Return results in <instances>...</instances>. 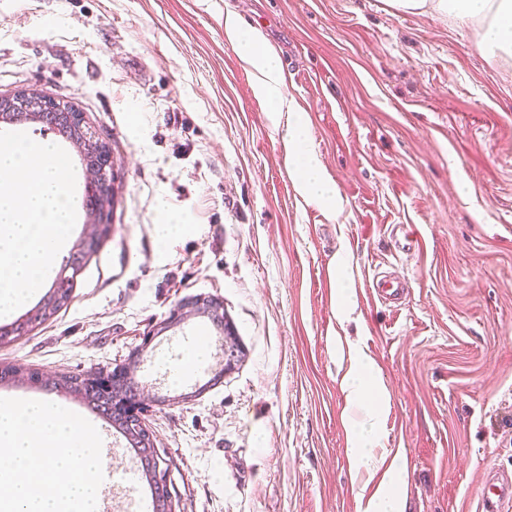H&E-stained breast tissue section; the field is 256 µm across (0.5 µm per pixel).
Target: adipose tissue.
<instances>
[{
	"label": "adipose tissue",
	"instance_id": "1",
	"mask_svg": "<svg viewBox=\"0 0 512 512\" xmlns=\"http://www.w3.org/2000/svg\"><path fill=\"white\" fill-rule=\"evenodd\" d=\"M387 3L397 13L433 12L469 21L476 27L478 48L488 58L512 61V0H387ZM224 32L243 59L257 71L256 94L270 102L273 112L288 114L284 148L295 189L307 203L327 209L331 217H338L343 211L342 201L311 146L305 116L284 109L278 56L234 15H225ZM344 389L353 405L376 412L375 401L381 392L368 356H357L353 371L344 380Z\"/></svg>",
	"mask_w": 512,
	"mask_h": 512
}]
</instances>
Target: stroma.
Returning <instances> with one entry per match:
<instances>
[{
  "instance_id": "stroma-1",
  "label": "stroma",
  "mask_w": 512,
  "mask_h": 512,
  "mask_svg": "<svg viewBox=\"0 0 512 512\" xmlns=\"http://www.w3.org/2000/svg\"><path fill=\"white\" fill-rule=\"evenodd\" d=\"M228 11L277 53L338 218L296 192ZM25 88L109 135L116 205L71 301L0 364L130 367L175 512H364L396 459L403 512H464L512 469V63L470 22L386 0H0V93ZM377 268L406 282L400 305L367 297ZM196 295L222 302L233 369L208 317L155 334ZM204 338L182 381L156 368ZM356 350L385 394L371 471L349 452ZM0 398L82 404L23 380Z\"/></svg>"
}]
</instances>
